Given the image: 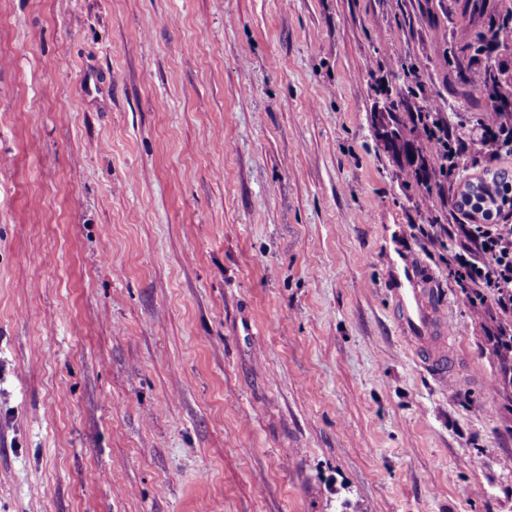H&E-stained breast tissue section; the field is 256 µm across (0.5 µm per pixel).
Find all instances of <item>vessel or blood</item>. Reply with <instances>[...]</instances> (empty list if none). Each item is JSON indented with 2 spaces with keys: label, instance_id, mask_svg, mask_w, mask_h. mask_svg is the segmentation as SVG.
<instances>
[{
  "label": "vessel or blood",
  "instance_id": "vessel-or-blood-1",
  "mask_svg": "<svg viewBox=\"0 0 512 512\" xmlns=\"http://www.w3.org/2000/svg\"><path fill=\"white\" fill-rule=\"evenodd\" d=\"M431 286L429 271L407 255L396 262L387 280L400 332L415 349L429 346L434 340L436 314L426 300Z\"/></svg>",
  "mask_w": 512,
  "mask_h": 512
}]
</instances>
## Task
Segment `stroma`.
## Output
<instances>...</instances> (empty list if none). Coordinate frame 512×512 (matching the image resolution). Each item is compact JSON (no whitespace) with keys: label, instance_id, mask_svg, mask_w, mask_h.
Segmentation results:
<instances>
[{"label":"stroma","instance_id":"obj_1","mask_svg":"<svg viewBox=\"0 0 512 512\" xmlns=\"http://www.w3.org/2000/svg\"><path fill=\"white\" fill-rule=\"evenodd\" d=\"M465 0H0V512H512V314L375 130H474ZM429 267L448 367L395 326Z\"/></svg>","mask_w":512,"mask_h":512}]
</instances>
